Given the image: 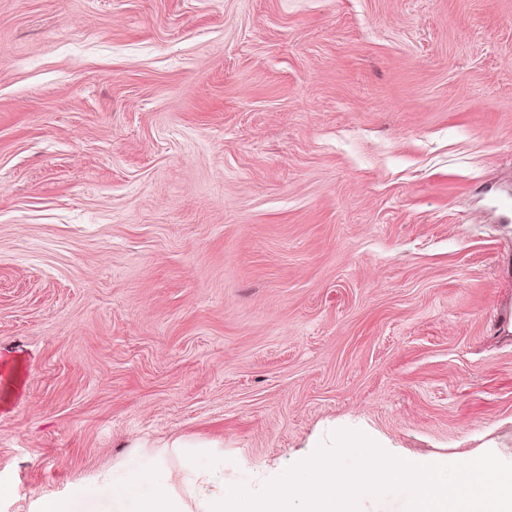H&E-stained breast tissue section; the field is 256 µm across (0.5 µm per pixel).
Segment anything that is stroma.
<instances>
[{
  "label": "stroma",
  "instance_id": "stroma-1",
  "mask_svg": "<svg viewBox=\"0 0 512 512\" xmlns=\"http://www.w3.org/2000/svg\"><path fill=\"white\" fill-rule=\"evenodd\" d=\"M504 200L512 0H0V512L512 462ZM146 475L139 474L132 478L129 487L116 490L110 484H104L100 488L102 497H112L113 501L127 499L133 505V511L129 512H188L182 498L174 496L166 491H155L151 494H139L135 490L140 487Z\"/></svg>",
  "mask_w": 512,
  "mask_h": 512
}]
</instances>
